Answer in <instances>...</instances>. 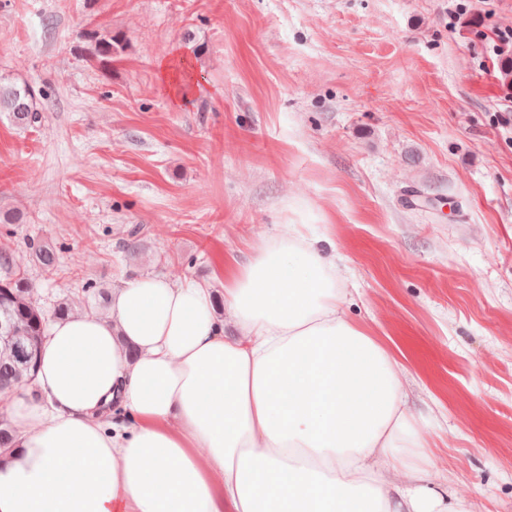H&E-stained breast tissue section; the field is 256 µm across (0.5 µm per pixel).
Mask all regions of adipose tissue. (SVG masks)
I'll return each mask as SVG.
<instances>
[{"label":"adipose tissue","mask_w":512,"mask_h":512,"mask_svg":"<svg viewBox=\"0 0 512 512\" xmlns=\"http://www.w3.org/2000/svg\"><path fill=\"white\" fill-rule=\"evenodd\" d=\"M223 301L237 335L210 289L151 275L54 322L5 405L0 512H466L408 455L398 360L349 318L330 238L284 225Z\"/></svg>","instance_id":"obj_1"}]
</instances>
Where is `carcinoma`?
Instances as JSON below:
<instances>
[{
    "label": "carcinoma",
    "mask_w": 512,
    "mask_h": 512,
    "mask_svg": "<svg viewBox=\"0 0 512 512\" xmlns=\"http://www.w3.org/2000/svg\"><path fill=\"white\" fill-rule=\"evenodd\" d=\"M88 55L104 64L125 47V40L110 31L90 32ZM42 97L35 87L27 82L21 84L0 77V112L8 113L10 121L19 128L34 126L41 119ZM31 248L38 262L50 272L57 265L53 249L45 243H33ZM92 293L69 296L59 302L53 316L57 319L75 315L89 301ZM8 320L16 335L27 336L34 343L31 358H25L10 347L0 346V399L3 400L14 389L32 381L39 362L40 348L45 336L48 316L35 299L32 284L21 273L11 272L0 279V320Z\"/></svg>",
    "instance_id": "1"
}]
</instances>
